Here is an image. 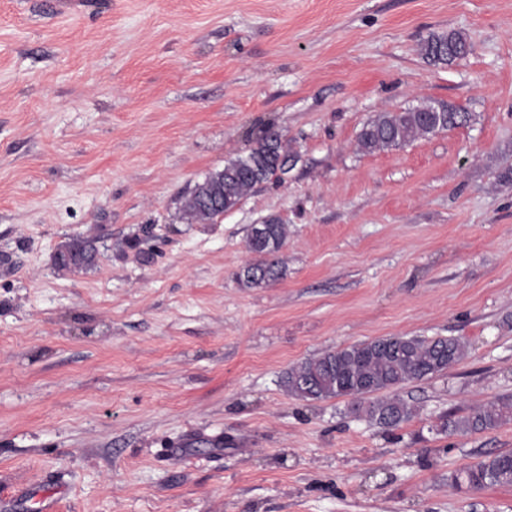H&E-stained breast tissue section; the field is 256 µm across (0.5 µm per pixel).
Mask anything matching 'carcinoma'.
<instances>
[{
	"instance_id": "1",
	"label": "carcinoma",
	"mask_w": 512,
	"mask_h": 512,
	"mask_svg": "<svg viewBox=\"0 0 512 512\" xmlns=\"http://www.w3.org/2000/svg\"><path fill=\"white\" fill-rule=\"evenodd\" d=\"M472 45L460 32L433 34L421 46L422 56L433 65H448L467 57ZM454 128L467 121L462 112H441L428 102L399 112L384 111L370 118L358 135L360 148L372 153L403 146L440 130L439 118ZM288 140L276 127L263 129L245 156L228 161L224 168L195 184L182 207V218L189 224H210L237 207L262 181L252 175L255 166L264 169L265 178L275 174L279 156L289 155ZM288 227L269 217L250 228L246 247L253 260L241 267L237 280L246 288H261L285 275L279 253L286 243ZM465 354L464 342L455 336H388L325 351L307 358L288 370L282 386L293 397L303 400L351 398L350 411L384 428H395L408 421L412 408L394 391L403 385L439 375ZM391 395L383 396L381 392ZM444 433H480L494 430L512 420V397H500L473 406L463 415L439 417ZM458 488L512 486V452L501 453L471 466L452 477Z\"/></svg>"
}]
</instances>
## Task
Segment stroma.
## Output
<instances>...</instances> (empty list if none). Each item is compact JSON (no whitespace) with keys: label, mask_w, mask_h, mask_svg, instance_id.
I'll use <instances>...</instances> for the list:
<instances>
[{"label":"stroma","mask_w":512,"mask_h":512,"mask_svg":"<svg viewBox=\"0 0 512 512\" xmlns=\"http://www.w3.org/2000/svg\"><path fill=\"white\" fill-rule=\"evenodd\" d=\"M461 31L473 51L422 57ZM466 123L366 154L374 113ZM274 125L296 163L210 224L193 186ZM289 228L243 287L251 225ZM94 242L89 269L57 248ZM456 336L398 428L304 401L301 360ZM512 396V0H0V512H512V452L440 415ZM441 50V54H440ZM472 50V45L460 32L433 34L421 46L422 56L433 65H448L464 59ZM255 225H259L257 231ZM288 227L279 218L269 217L262 224H254L248 233L246 247L254 259L241 267L237 280L246 288H261L282 278L285 269L279 253L286 243ZM259 269V271H253ZM452 484L470 489L487 486H512V452L501 453L477 463L452 477Z\"/></svg>","instance_id":"1"}]
</instances>
